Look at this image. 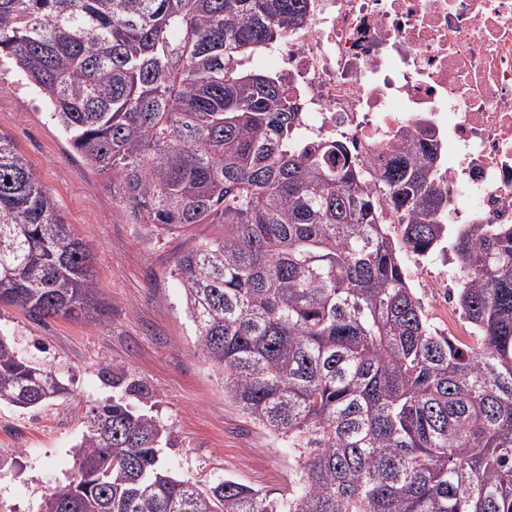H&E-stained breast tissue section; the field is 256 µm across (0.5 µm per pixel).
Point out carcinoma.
I'll return each mask as SVG.
<instances>
[{
    "instance_id": "obj_1",
    "label": "carcinoma",
    "mask_w": 512,
    "mask_h": 512,
    "mask_svg": "<svg viewBox=\"0 0 512 512\" xmlns=\"http://www.w3.org/2000/svg\"><path fill=\"white\" fill-rule=\"evenodd\" d=\"M308 0H0V55L49 103L133 224L223 234L177 255L196 350L224 398L288 442V493L161 463L169 429L90 409L76 481L40 512H512V225L450 224L440 143L405 128L371 162L311 141L288 81L240 69ZM400 226L393 237L382 207ZM450 255L473 344L429 323L402 253ZM99 320L93 256L0 133V304ZM69 392L0 335V406Z\"/></svg>"
}]
</instances>
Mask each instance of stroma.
<instances>
[{"instance_id": "obj_1", "label": "stroma", "mask_w": 512, "mask_h": 512, "mask_svg": "<svg viewBox=\"0 0 512 512\" xmlns=\"http://www.w3.org/2000/svg\"><path fill=\"white\" fill-rule=\"evenodd\" d=\"M0 132L9 135L56 198L62 220L92 249L101 320L53 317L38 322L0 304V334L17 351L70 379L67 398L31 410L0 406V512H39L51 487L76 472L74 446L89 409L115 397L148 412L171 430L163 452L179 478L205 483L228 476L277 496L289 485L288 449L224 399L220 369L200 356L196 328L173 274L178 252L218 224L155 237L112 198L105 176L70 147L47 102L13 64L0 66ZM404 266L430 323L459 340L468 327L443 295L421 287L424 272L444 276L456 266L442 257Z\"/></svg>"}]
</instances>
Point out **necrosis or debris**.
Returning a JSON list of instances; mask_svg holds the SVG:
<instances>
[{"label": "necrosis or debris", "mask_w": 512, "mask_h": 512, "mask_svg": "<svg viewBox=\"0 0 512 512\" xmlns=\"http://www.w3.org/2000/svg\"><path fill=\"white\" fill-rule=\"evenodd\" d=\"M277 43L315 138L358 158L425 123L452 224H512V0H309Z\"/></svg>", "instance_id": "necrosis-or-debris-1"}]
</instances>
